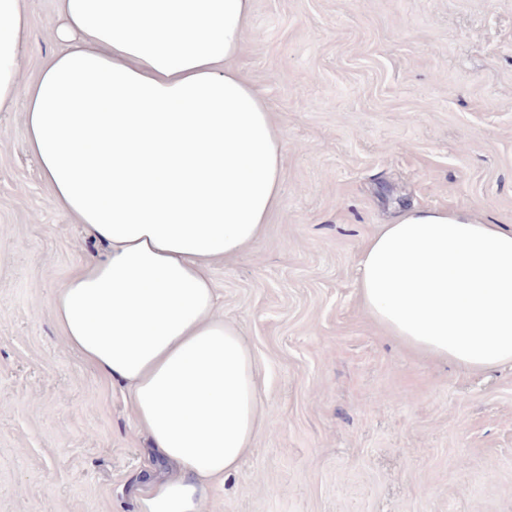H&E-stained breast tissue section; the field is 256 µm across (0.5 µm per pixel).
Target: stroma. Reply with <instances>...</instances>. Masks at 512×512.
Wrapping results in <instances>:
<instances>
[{"label": "stroma", "mask_w": 512, "mask_h": 512, "mask_svg": "<svg viewBox=\"0 0 512 512\" xmlns=\"http://www.w3.org/2000/svg\"><path fill=\"white\" fill-rule=\"evenodd\" d=\"M23 79L64 45L25 0ZM234 66L280 131V204L217 262L265 423L204 512H512V367L416 354L361 306L360 248L413 206L512 225V0H252ZM0 111V512H137L150 463L124 388L50 302L102 245L54 204Z\"/></svg>", "instance_id": "1"}]
</instances>
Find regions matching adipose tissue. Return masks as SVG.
I'll return each mask as SVG.
<instances>
[{
	"instance_id": "ef3b65f1",
	"label": "adipose tissue",
	"mask_w": 512,
	"mask_h": 512,
	"mask_svg": "<svg viewBox=\"0 0 512 512\" xmlns=\"http://www.w3.org/2000/svg\"><path fill=\"white\" fill-rule=\"evenodd\" d=\"M252 0H59L64 51L29 83L24 0H0V108L56 205L105 246L53 296L69 347L127 384L154 465L137 512H203L263 423L259 371L217 311L211 265L280 201L281 137L234 70ZM362 305L409 349L512 363V227L411 207L364 244Z\"/></svg>"
}]
</instances>
